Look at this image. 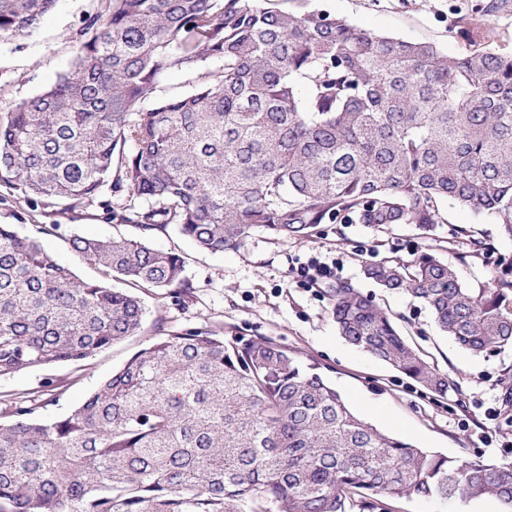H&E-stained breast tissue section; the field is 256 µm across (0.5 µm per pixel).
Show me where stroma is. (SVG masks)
Instances as JSON below:
<instances>
[{
	"label": "stroma",
	"instance_id": "1",
	"mask_svg": "<svg viewBox=\"0 0 512 512\" xmlns=\"http://www.w3.org/2000/svg\"><path fill=\"white\" fill-rule=\"evenodd\" d=\"M477 0H311L312 6L378 34L408 41L435 43L445 54L464 48L454 34L459 14ZM93 0H58L30 36L0 41V118L16 104L52 84L67 70L76 33ZM0 224L16 225L24 235L37 225L57 224L60 236L44 237L45 248L80 278L103 279L114 288L122 282L80 259L68 244L70 236L139 237L135 224L107 220L99 204L73 210L32 207L0 186ZM490 243L491 252L475 258L455 235L458 227ZM158 249L174 250L185 259L187 287L138 288L146 313L140 332L85 362L81 380L69 363L30 368L0 378V393H27L50 380L52 405L65 414L118 371L160 333L191 329L219 330L224 336L270 338L300 359L317 364L320 373L352 407L382 429L416 446L459 460L512 463V347L475 356L435 327L429 312L409 298L388 294L364 279L362 267L385 260H410L432 252L450 265L461 283H488L501 265L512 263V239L504 237L489 216L449 203L433 239L421 238L411 224L374 230L363 224H321L307 240L283 239L259 228L236 250L202 253L174 228L150 236ZM316 261L332 274L308 285L293 275L295 267ZM348 283L374 297L388 310L407 341L424 358L447 372L458 393L440 397L338 333L328 286ZM391 512H505L492 497L443 501L421 495L395 500Z\"/></svg>",
	"mask_w": 512,
	"mask_h": 512
}]
</instances>
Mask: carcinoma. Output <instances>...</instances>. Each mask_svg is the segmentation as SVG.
<instances>
[{"label":"carcinoma","instance_id":"1","mask_svg":"<svg viewBox=\"0 0 512 512\" xmlns=\"http://www.w3.org/2000/svg\"><path fill=\"white\" fill-rule=\"evenodd\" d=\"M57 0H0V41ZM68 69L0 119V183L67 210L127 193L142 233L172 225L207 253L256 228L303 241L319 224H413L453 201L512 238V53L479 0L465 49L376 34L290 0H95ZM484 17L476 23L473 14ZM190 90L158 96L162 76ZM134 286L186 287L184 258L145 238H69ZM426 307L461 348L512 346V266L470 288L431 253L364 267ZM339 334L438 395L459 391L359 289H328ZM139 297L79 278L0 224V378L80 362L134 335ZM0 512H364L411 494L497 498L512 464L448 458L360 417L271 339L160 336L72 411L4 395Z\"/></svg>","mask_w":512,"mask_h":512}]
</instances>
